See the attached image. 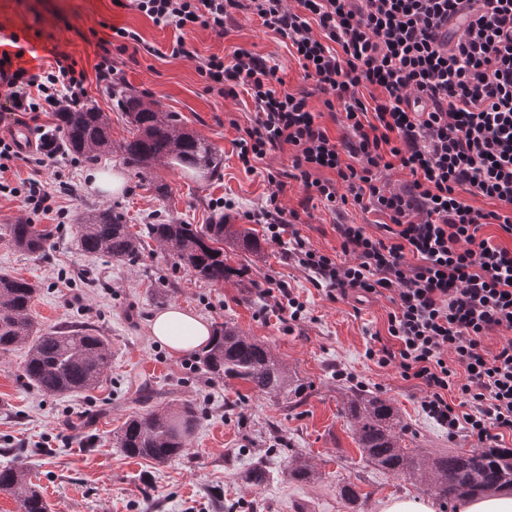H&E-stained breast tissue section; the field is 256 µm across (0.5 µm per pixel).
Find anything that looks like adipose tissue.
<instances>
[{"mask_svg": "<svg viewBox=\"0 0 512 512\" xmlns=\"http://www.w3.org/2000/svg\"><path fill=\"white\" fill-rule=\"evenodd\" d=\"M151 336L176 353L197 349L208 343L209 323L194 313L172 306L154 315L149 323Z\"/></svg>", "mask_w": 512, "mask_h": 512, "instance_id": "ef3b65f1", "label": "adipose tissue"}]
</instances>
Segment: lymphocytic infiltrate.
<instances>
[{
    "label": "lymphocytic infiltrate",
    "mask_w": 512,
    "mask_h": 512,
    "mask_svg": "<svg viewBox=\"0 0 512 512\" xmlns=\"http://www.w3.org/2000/svg\"><path fill=\"white\" fill-rule=\"evenodd\" d=\"M133 0L155 24L184 31L202 26L221 33L248 11L291 47L306 75L338 107L350 138L330 136L305 92L275 89L277 69L245 49L231 61L210 56L199 70L219 96L245 91L256 119L237 146L245 170L282 145L307 199L334 213L347 203L382 215L378 235L360 224L337 223L348 263L309 248L294 224L297 210L278 193L246 217L264 225L314 282L341 296H388L394 306L388 333L395 346L368 349L380 366L426 388L425 412L449 434L479 442L512 433V248L480 234L497 224L512 237V0ZM460 33L435 31L458 15ZM84 71L56 58L32 73L0 53V87L15 109L31 114L85 103ZM30 87L16 95L17 86ZM35 170L55 166L40 148L22 155L0 138V193L17 195L5 178L17 162ZM398 169L401 189L378 174ZM498 204L483 213L464 194ZM504 335L497 350L484 345ZM462 406L448 401L451 388Z\"/></svg>",
    "instance_id": "obj_1"
}]
</instances>
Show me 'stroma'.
Segmentation results:
<instances>
[{
	"instance_id": "stroma-1",
	"label": "stroma",
	"mask_w": 512,
	"mask_h": 512,
	"mask_svg": "<svg viewBox=\"0 0 512 512\" xmlns=\"http://www.w3.org/2000/svg\"><path fill=\"white\" fill-rule=\"evenodd\" d=\"M115 26L136 31L155 49L151 55L113 51L116 82L157 101L162 111L176 113L188 131L212 145L218 167L210 176L175 164L140 174L118 151L92 162L61 154L54 168L38 174L25 163L16 164L12 185L39 176L48 184L51 211H32L20 195H0V274L36 286L31 314L40 329L92 326L107 337L111 353L94 389L51 396L25 378V348L0 352V466L24 469L51 512H377L380 501L391 496L427 497L426 486L362 458L342 404L350 389L390 400L408 426V448L442 452L479 445L473 437H449L447 428L423 410L425 389L419 381L367 357L376 341H391L393 306L387 297L362 303L351 296L329 299L260 224L255 227L260 250L224 245L228 263L247 270L241 285L197 280L175 268L151 242L132 265L79 249L78 224L86 212L103 206L119 212L135 232L149 223L200 225L219 217L240 224L244 211L276 190L288 208L298 209L304 190L288 176L291 147L270 152L253 171H245L237 142L241 128L255 120L253 103L243 91L224 98L207 92L198 70L201 59H228L241 48L266 57L288 91L309 93L313 111L331 135L343 132L324 104L325 93L256 15H239L237 25L221 35L201 27L185 31V41L196 52L188 59L172 56L173 29L114 0H0V38L17 37L25 47L21 66L35 73L53 64L56 55L68 56L86 74L88 106L109 117L112 138L121 142L131 138L133 128L117 109L111 87L98 84L95 70L99 41ZM97 168L120 170L127 182L123 193L92 191L88 175ZM278 173L287 176L281 189L269 181ZM20 218L52 231L47 255L20 251L9 242L7 226ZM339 219L376 231V214L353 205ZM339 219L319 202L301 212L295 227L307 246L338 257L342 251L334 224ZM279 283L304 303L300 320L261 314V290ZM171 306L200 314L213 325H235L269 346L308 382L305 398L291 407L252 392L241 380L211 378L199 370L194 353L177 354L161 345L150 335L149 321ZM187 403L196 408L197 418L178 457L159 465L126 457L116 447L114 436L127 420L158 407L176 411ZM293 454L310 462L313 479L289 477L285 464ZM258 462L270 470V482L247 486L244 473ZM346 485L360 493L359 510L341 497Z\"/></svg>"
}]
</instances>
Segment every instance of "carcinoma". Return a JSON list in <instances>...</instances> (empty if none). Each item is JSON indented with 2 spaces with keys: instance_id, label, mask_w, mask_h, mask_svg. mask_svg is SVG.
I'll return each instance as SVG.
<instances>
[{
  "instance_id": "obj_1",
  "label": "carcinoma",
  "mask_w": 512,
  "mask_h": 512,
  "mask_svg": "<svg viewBox=\"0 0 512 512\" xmlns=\"http://www.w3.org/2000/svg\"><path fill=\"white\" fill-rule=\"evenodd\" d=\"M112 97L135 127L132 138L114 143L107 117L92 107L67 109L56 113L55 132L48 136L51 149L94 161L117 148L126 163L139 171H150L172 160L204 172L214 168L211 146L186 131L176 115L162 111L153 100L131 94L124 86L112 87ZM7 228L16 248L41 256L48 253L51 232L23 220ZM77 234L83 252L117 261L140 257L147 237L174 266L211 283L234 281L246 274V270L224 261V242H239L248 249L258 247L252 229L226 224L222 218L200 226L147 224L141 235L132 232L123 217L110 208L86 213ZM35 293V286L27 280L0 275V351L27 348L24 375L48 394L95 387L108 363L109 341L89 326L43 333L34 329L30 309ZM197 364L216 378L243 380L253 391L273 395L287 404L300 402L308 389L307 383L291 374L268 347L226 323L216 325L213 340L197 356ZM344 410L353 420L355 442L365 461L393 474L407 473L442 499L512 491V448L419 453L402 446L406 426L389 400L365 391H349L344 396ZM174 423L162 410L131 419L119 430L117 447L129 458L165 463L185 448L184 434L175 431ZM287 468L295 480L307 481L315 475L312 465L296 455L288 457ZM245 480L262 486L269 480V471L256 464L246 471ZM0 491L16 499L20 512H49L41 491L20 468L0 469Z\"/></svg>"
}]
</instances>
